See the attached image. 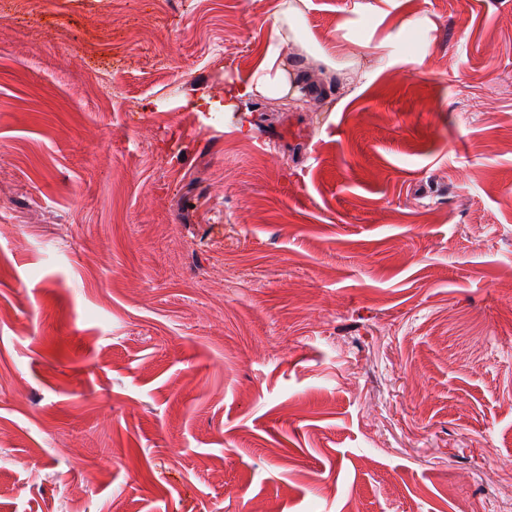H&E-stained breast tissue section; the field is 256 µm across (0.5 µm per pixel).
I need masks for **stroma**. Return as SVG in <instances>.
<instances>
[{
	"label": "stroma",
	"instance_id": "obj_1",
	"mask_svg": "<svg viewBox=\"0 0 512 512\" xmlns=\"http://www.w3.org/2000/svg\"><path fill=\"white\" fill-rule=\"evenodd\" d=\"M0 0V512H512V0ZM300 10L296 5H288L283 12L280 24L275 22L263 63L244 82L224 85L225 111L231 112L235 102L257 97L301 96L302 76L288 69L286 51L282 46V27L287 24L294 39L304 41V29L299 22Z\"/></svg>",
	"mask_w": 512,
	"mask_h": 512
}]
</instances>
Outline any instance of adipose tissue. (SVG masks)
I'll use <instances>...</instances> for the list:
<instances>
[{"mask_svg":"<svg viewBox=\"0 0 512 512\" xmlns=\"http://www.w3.org/2000/svg\"><path fill=\"white\" fill-rule=\"evenodd\" d=\"M299 15L300 10L294 5L284 11L281 23L273 27L263 63L247 81L225 85L224 98L228 104L257 97L300 96L302 79L299 74L289 71L282 46V31L286 28L296 41H303L304 29Z\"/></svg>","mask_w":512,"mask_h":512,"instance_id":"1","label":"adipose tissue"}]
</instances>
